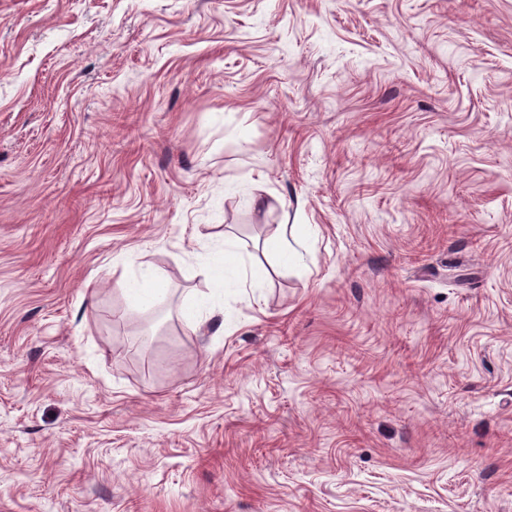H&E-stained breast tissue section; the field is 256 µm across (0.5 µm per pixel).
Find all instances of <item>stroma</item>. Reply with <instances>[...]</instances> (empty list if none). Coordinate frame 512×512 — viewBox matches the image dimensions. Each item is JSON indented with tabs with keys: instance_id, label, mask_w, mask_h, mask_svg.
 I'll list each match as a JSON object with an SVG mask.
<instances>
[{
	"instance_id": "35a3bbf8",
	"label": "stroma",
	"mask_w": 512,
	"mask_h": 512,
	"mask_svg": "<svg viewBox=\"0 0 512 512\" xmlns=\"http://www.w3.org/2000/svg\"><path fill=\"white\" fill-rule=\"evenodd\" d=\"M0 512H512V0H0ZM283 226L282 234L272 245L271 251L281 265L288 267L298 263L302 256L288 238V224ZM220 258L224 264V279L220 288H246L248 273L240 257L237 244L224 234L221 238V247L212 254ZM194 303L199 311V315L192 323L195 326L199 323L207 322L216 316H220L221 323H224V305L217 304L212 299V294H201L194 296Z\"/></svg>"
}]
</instances>
